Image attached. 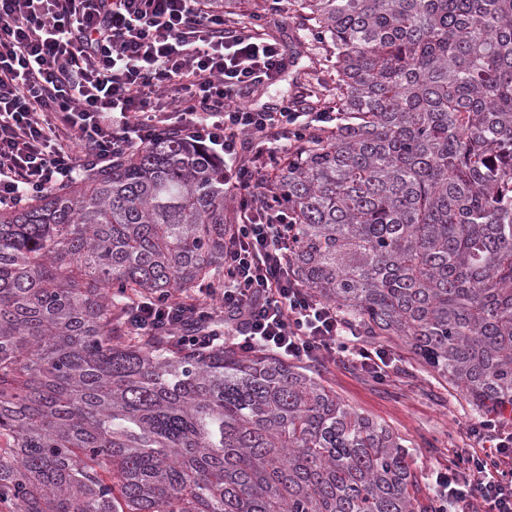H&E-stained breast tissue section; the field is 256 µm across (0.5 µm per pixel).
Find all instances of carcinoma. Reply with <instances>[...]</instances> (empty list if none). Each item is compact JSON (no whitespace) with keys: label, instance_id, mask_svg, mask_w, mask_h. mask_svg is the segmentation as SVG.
Wrapping results in <instances>:
<instances>
[{"label":"carcinoma","instance_id":"cac0c4a2","mask_svg":"<svg viewBox=\"0 0 512 512\" xmlns=\"http://www.w3.org/2000/svg\"><path fill=\"white\" fill-rule=\"evenodd\" d=\"M336 122L266 194L295 278L512 408V0H290ZM227 13L277 0H213ZM224 162L173 132L0 208V512H418L405 440L264 350L132 336L224 287Z\"/></svg>","mask_w":512,"mask_h":512}]
</instances>
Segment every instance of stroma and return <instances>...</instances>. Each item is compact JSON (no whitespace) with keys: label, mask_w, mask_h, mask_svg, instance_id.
I'll list each match as a JSON object with an SVG mask.
<instances>
[{"label":"stroma","mask_w":512,"mask_h":512,"mask_svg":"<svg viewBox=\"0 0 512 512\" xmlns=\"http://www.w3.org/2000/svg\"><path fill=\"white\" fill-rule=\"evenodd\" d=\"M266 31L281 46L296 50L287 68L271 83L258 84L245 94L257 110L279 107L284 98L304 96L316 80H333L319 60L323 46L309 34L304 22L290 14L286 0L265 15ZM392 367L378 380L352 364L327 361L316 371L350 407L392 428L405 439L418 479L417 497L426 512H434L433 471L446 467L468 449V428L479 418L454 387L436 374L422 371L399 340L380 339Z\"/></svg>","instance_id":"stroma-1"}]
</instances>
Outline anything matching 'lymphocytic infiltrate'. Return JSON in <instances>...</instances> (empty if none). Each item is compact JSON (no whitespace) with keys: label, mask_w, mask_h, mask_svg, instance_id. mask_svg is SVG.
<instances>
[{"label":"lymphocytic infiltrate","mask_w":512,"mask_h":512,"mask_svg":"<svg viewBox=\"0 0 512 512\" xmlns=\"http://www.w3.org/2000/svg\"><path fill=\"white\" fill-rule=\"evenodd\" d=\"M259 17L230 21L208 0H0V208L45 193L82 168L171 131L224 158L236 222L224 232V285L174 306L143 297L125 311L136 336L224 337L313 363L342 358L386 377L389 352L366 347L335 306L291 272L287 213L262 203L270 168L335 122L327 110L243 103L287 65ZM474 453L438 472L437 512H512V416L484 419Z\"/></svg>","instance_id":"f902f5d3"}]
</instances>
